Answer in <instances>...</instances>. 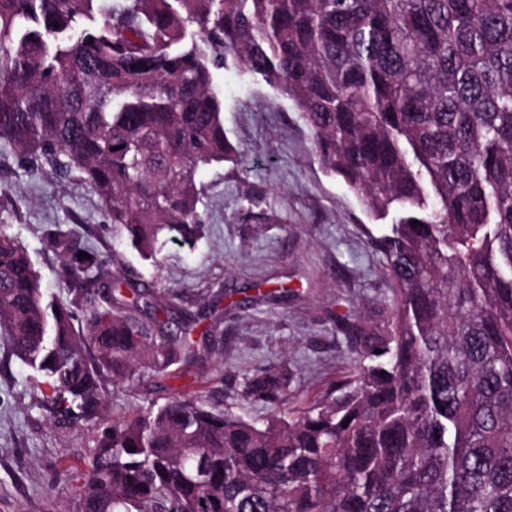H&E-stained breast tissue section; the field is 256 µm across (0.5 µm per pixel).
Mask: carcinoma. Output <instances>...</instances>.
<instances>
[{
    "mask_svg": "<svg viewBox=\"0 0 512 512\" xmlns=\"http://www.w3.org/2000/svg\"><path fill=\"white\" fill-rule=\"evenodd\" d=\"M236 64L372 216L397 214L376 239L392 313L297 413L179 391L112 419L110 388L196 375L218 327L58 226L59 302L1 233L0 339L48 421L96 430L82 512H512V0H0V145L88 186L155 262L200 236L196 174L234 155L213 71ZM288 383L242 393L278 405Z\"/></svg>",
    "mask_w": 512,
    "mask_h": 512,
    "instance_id": "carcinoma-1",
    "label": "carcinoma"
}]
</instances>
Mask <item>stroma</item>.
I'll list each match as a JSON object with an SVG mask.
<instances>
[{"instance_id":"1","label":"stroma","mask_w":512,"mask_h":512,"mask_svg":"<svg viewBox=\"0 0 512 512\" xmlns=\"http://www.w3.org/2000/svg\"><path fill=\"white\" fill-rule=\"evenodd\" d=\"M224 131L238 165L200 170L204 224L193 245L166 242L157 262L123 245L86 185L33 177L0 148V232L28 251L43 285L60 301L68 288L46 233L62 225L100 251L117 254L115 272L152 292L176 294L180 308L220 322L198 388L221 409L254 420L271 405L244 399L246 378L287 369L289 407L298 408L353 374L361 345L349 323L370 328L393 305L385 262L373 241L389 230L315 157L309 130L290 100L260 77L232 66L215 71ZM164 393L147 384L112 390L107 412L137 414ZM95 432L51 425L36 404L29 369L0 345V512H81L73 476L92 460Z\"/></svg>"}]
</instances>
